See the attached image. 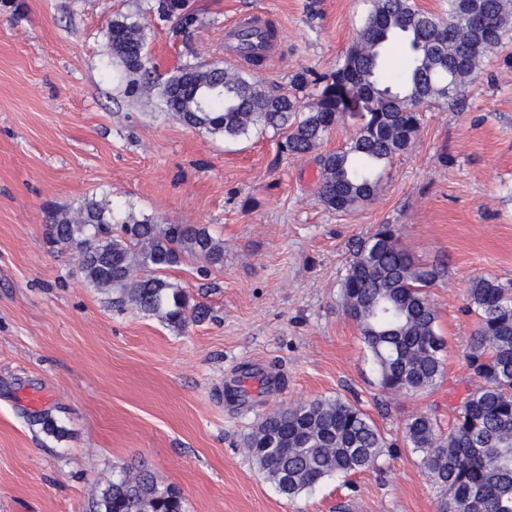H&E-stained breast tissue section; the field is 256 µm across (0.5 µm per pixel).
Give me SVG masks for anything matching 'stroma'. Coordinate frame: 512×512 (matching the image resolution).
<instances>
[{
    "instance_id": "1",
    "label": "stroma",
    "mask_w": 512,
    "mask_h": 512,
    "mask_svg": "<svg viewBox=\"0 0 512 512\" xmlns=\"http://www.w3.org/2000/svg\"><path fill=\"white\" fill-rule=\"evenodd\" d=\"M187 42L153 21L160 74L224 63V24L268 16L276 57L254 76L286 92L300 71L331 73L369 0H190ZM147 0H0V512H93L117 467L143 463L178 487L186 512H438V490L403 440L427 412L440 426L473 383L466 352L470 281H512V28L459 105L423 107L411 148L371 202L347 213L317 198L315 155L280 152L273 130L226 141L124 95L107 24ZM92 197L118 213L206 224L224 266L172 271L213 318L185 329L119 312L84 284L77 258L47 242L46 212ZM399 228L423 263H443L430 290L447 342L431 392L393 399L340 303L357 243ZM281 387L247 385L229 405L224 380L246 364ZM65 434L30 426L25 394ZM358 402L389 447L377 468L322 481L294 499L257 473L242 439L258 414L324 396Z\"/></svg>"
}]
</instances>
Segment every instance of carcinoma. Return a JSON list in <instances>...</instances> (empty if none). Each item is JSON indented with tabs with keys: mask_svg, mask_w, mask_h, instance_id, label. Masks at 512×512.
<instances>
[{
	"mask_svg": "<svg viewBox=\"0 0 512 512\" xmlns=\"http://www.w3.org/2000/svg\"><path fill=\"white\" fill-rule=\"evenodd\" d=\"M148 17L171 23L175 41H187L197 13L187 0H150ZM453 27L444 40L441 30ZM512 26V0H447L441 14L416 0H371L354 43L336 71L293 76V93L264 87L245 70L220 64H183L162 78L149 57V24L115 18L107 37L126 96L164 110L184 125L226 140L273 128L280 150L312 153L342 120L354 136L317 156V196L325 208L346 213L376 195L392 159L409 149L420 128V109L457 104L480 64ZM393 46L410 58L395 79L383 59ZM310 86L316 102L301 105ZM48 240L81 255L85 284L112 295V306L131 307L182 328L210 319L203 302L190 304L169 272L192 258L206 276L224 267V240L205 224H161L133 214L120 218L94 198L47 214ZM440 265L419 264L402 248L397 230L381 224L354 251L341 284L345 314L357 324L382 392L415 395L436 385L445 341L429 288ZM466 311L475 318L467 367L475 380L454 411L448 432L429 413L409 418L404 440L420 456L440 491L438 512H512V284L478 276L470 281ZM28 421L48 436L63 428L46 411ZM265 478L294 499L324 479L347 477L376 465L385 441L372 417L340 397L284 404L261 415L244 440ZM94 512H185L181 491L161 482L145 464L126 466L96 496Z\"/></svg>",
	"mask_w": 512,
	"mask_h": 512,
	"instance_id": "1",
	"label": "carcinoma"
}]
</instances>
